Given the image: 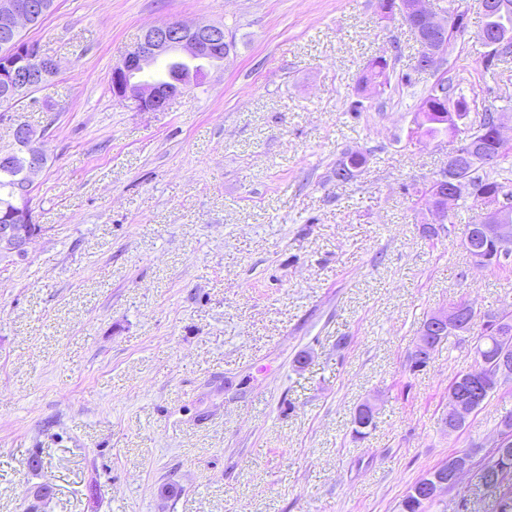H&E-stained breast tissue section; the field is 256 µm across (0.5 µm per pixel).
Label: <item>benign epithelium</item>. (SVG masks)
Masks as SVG:
<instances>
[{
    "instance_id": "7a95c632",
    "label": "benign epithelium",
    "mask_w": 512,
    "mask_h": 512,
    "mask_svg": "<svg viewBox=\"0 0 512 512\" xmlns=\"http://www.w3.org/2000/svg\"><path fill=\"white\" fill-rule=\"evenodd\" d=\"M51 4L24 3L22 0H0V32L11 34L33 25L46 12ZM404 16L418 15L431 26L448 33L455 39L461 32L459 16L447 6L438 12L427 8L425 0H407L401 6ZM229 37L219 24H187L172 20L146 29L140 39L128 50L120 64L112 68V94L122 100L130 101L140 112H158L165 109L169 100L184 92L187 86H159L144 79L147 71L156 68L162 62L176 59L186 67H194L210 55L225 56L224 43ZM58 71L57 61L46 54L34 41H25L17 45L9 55L0 58V102L10 103L25 98L31 89L43 83L46 78ZM25 181L17 188L13 201V223L0 225V245L14 253L18 259L27 258L30 246L38 233H19L17 225L34 223L32 186L40 175L43 165V151L29 146L25 155ZM438 179L446 182L448 173L441 170ZM450 187L430 196L429 212L432 223L443 224L448 220V212L453 199L459 191H473L468 177L451 179ZM483 231L487 240L496 247L505 249L512 246V212L500 207L488 206L481 214ZM471 414L468 400L453 392L448 394V409L444 414L448 431L465 421ZM475 463L469 458L458 462L450 478L434 486L428 484L431 495L446 491L449 484L458 485L463 475L474 472Z\"/></svg>"
}]
</instances>
